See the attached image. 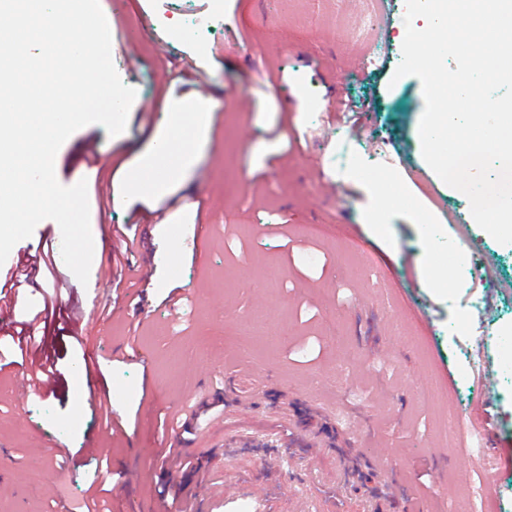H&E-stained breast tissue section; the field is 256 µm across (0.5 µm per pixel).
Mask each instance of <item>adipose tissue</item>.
I'll use <instances>...</instances> for the list:
<instances>
[{
	"mask_svg": "<svg viewBox=\"0 0 512 512\" xmlns=\"http://www.w3.org/2000/svg\"><path fill=\"white\" fill-rule=\"evenodd\" d=\"M213 109V104L205 100L170 101L168 105L171 118L169 132L166 137L157 141L152 151L143 155L139 170L128 174L129 189L134 192L142 190L145 186L144 173L152 171L156 167H163L165 172L170 174L185 166L189 149L197 138L199 130L195 127H186L184 118L188 115L200 117Z\"/></svg>",
	"mask_w": 512,
	"mask_h": 512,
	"instance_id": "obj_1",
	"label": "adipose tissue"
}]
</instances>
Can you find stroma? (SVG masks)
I'll use <instances>...</instances> for the list:
<instances>
[{"mask_svg":"<svg viewBox=\"0 0 512 512\" xmlns=\"http://www.w3.org/2000/svg\"><path fill=\"white\" fill-rule=\"evenodd\" d=\"M380 0H126L112 16V59L135 88L117 136L90 124L55 157L58 182L98 184L90 201L94 253L88 283L61 256V230L41 221L34 238L54 263L39 286L62 290L44 330L41 361L55 367V392L18 397L27 365L0 372V512H58V490L80 500L99 486L98 449L112 451L118 482L110 512H145L164 483L156 453L180 448L194 468L188 490L234 459L224 446L240 364L264 379L237 417L264 428L288 408V435L318 434L326 452L273 479L278 512L288 493L319 491L320 470L349 460L356 489L378 494L386 512H512V466L484 471V445L449 415L482 404L493 444L512 449V244L470 217L465 194L429 172L419 122L422 84L394 78L402 58L404 0L395 23L366 25ZM210 25L206 38L187 19ZM381 57L371 65V49ZM375 83L373 111L342 120L340 100L361 104ZM219 100L181 181L132 193L125 171L166 130V100ZM347 152L351 173L332 162ZM391 207L387 224L366 223L369 183ZM143 234L139 271L115 284L114 227ZM384 281H377L376 272ZM177 293L178 302L168 300ZM142 299L134 319L131 297ZM107 301L81 340L65 326L75 306ZM97 357L95 385L110 395L125 431L110 434L80 403V377ZM492 373L490 391L482 373ZM193 433L175 430L188 408ZM67 449L66 463L51 445ZM484 487L482 496L472 490Z\"/></svg>","mask_w":512,"mask_h":512,"instance_id":"35a3bbf8","label":"stroma"}]
</instances>
